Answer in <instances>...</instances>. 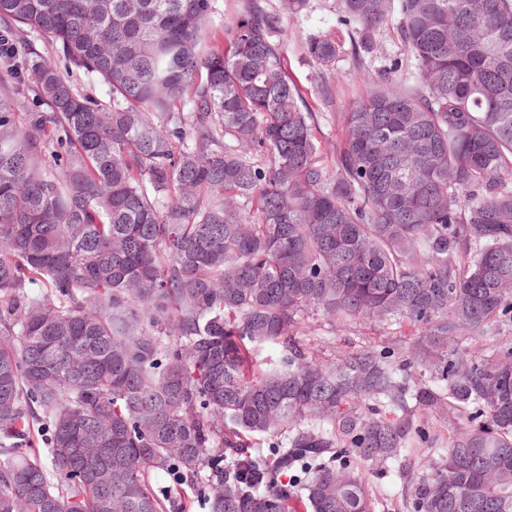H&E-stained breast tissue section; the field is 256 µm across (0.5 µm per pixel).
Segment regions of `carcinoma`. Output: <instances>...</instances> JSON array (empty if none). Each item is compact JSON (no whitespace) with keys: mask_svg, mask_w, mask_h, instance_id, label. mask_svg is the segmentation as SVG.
<instances>
[{"mask_svg":"<svg viewBox=\"0 0 512 512\" xmlns=\"http://www.w3.org/2000/svg\"><path fill=\"white\" fill-rule=\"evenodd\" d=\"M339 2L408 64L326 161L266 0H0V512H376L399 460L406 512H512V0ZM362 324L409 341L317 358ZM379 59L375 65L389 63L393 59H402L403 63L406 62V54L402 45L398 42V40L393 37L392 31L384 30L380 32L379 35ZM71 82L82 92L88 94L102 103H108L110 95L108 88L96 79L88 77L82 72L73 71L68 74ZM365 479L377 502V512H405L400 495L403 479L401 466L380 468L373 465L365 471Z\"/></svg>","mask_w":512,"mask_h":512,"instance_id":"carcinoma-1","label":"carcinoma"}]
</instances>
